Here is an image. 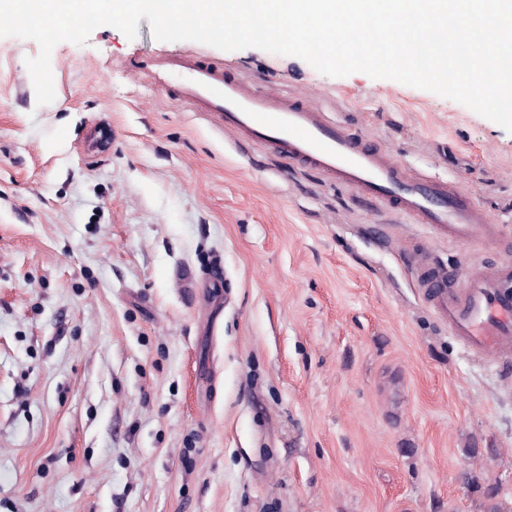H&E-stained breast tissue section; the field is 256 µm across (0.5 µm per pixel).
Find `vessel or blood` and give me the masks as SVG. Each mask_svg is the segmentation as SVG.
Returning <instances> with one entry per match:
<instances>
[{"label":"vessel or blood","instance_id":"1","mask_svg":"<svg viewBox=\"0 0 512 512\" xmlns=\"http://www.w3.org/2000/svg\"><path fill=\"white\" fill-rule=\"evenodd\" d=\"M149 73L162 89L176 79L178 104L219 113L228 132L251 136L292 163L321 170L380 210L429 225L453 242L499 237L498 220L480 208L470 190L408 169L387 148L349 132L312 102L258 92L191 52L156 60ZM419 286L473 355L512 353V264L426 268Z\"/></svg>","mask_w":512,"mask_h":512}]
</instances>
